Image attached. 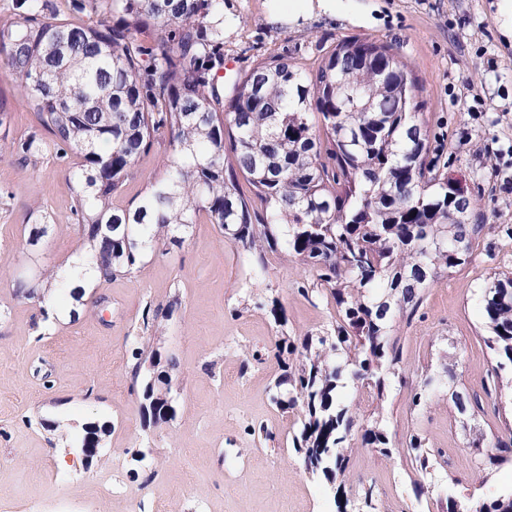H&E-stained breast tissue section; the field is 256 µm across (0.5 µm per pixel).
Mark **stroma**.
Returning a JSON list of instances; mask_svg holds the SVG:
<instances>
[{
    "label": "stroma",
    "mask_w": 512,
    "mask_h": 512,
    "mask_svg": "<svg viewBox=\"0 0 512 512\" xmlns=\"http://www.w3.org/2000/svg\"><path fill=\"white\" fill-rule=\"evenodd\" d=\"M274 0H224L225 82L262 59L281 56L314 67L344 38L394 44L422 89L420 117L429 154L441 170L466 178L483 231L470 258L425 291L412 318L395 327L402 360L384 401L346 388L341 401L358 419L382 418L397 451L368 449L349 471L374 485L377 498L359 512H442L449 496L491 499L512 487V465L478 470L466 442L483 433L512 438L502 414L512 386L493 387L496 362L480 295L488 279L512 272V0H339L335 14L314 12L295 24H273ZM0 100L8 137L26 139L33 111L12 70L0 61ZM169 151L155 140L118 197L137 202ZM68 172L51 156L36 164L0 157V512H144L136 490L148 485L167 512H337L336 486L313 479L295 452L296 411L271 401L280 374L275 340L324 335L333 301L312 302L299 288L310 269L271 256L265 271L225 241L218 225H193L181 247L143 258L127 276L94 285L98 307L45 324L34 300L16 297L13 281L28 271L26 240L40 208L51 222L37 257L67 265L80 241L71 225ZM172 304L167 319L147 325L145 308ZM282 307L275 321L272 305ZM152 345L177 362L175 417L144 427L141 388L131 376L133 348ZM438 377L423 411L409 407L425 376ZM478 397L459 415L455 393ZM111 431L92 460L75 444L81 426ZM420 434L439 460L428 494L415 498L403 447Z\"/></svg>",
    "instance_id": "obj_1"
}]
</instances>
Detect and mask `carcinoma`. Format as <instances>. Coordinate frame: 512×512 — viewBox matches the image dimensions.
<instances>
[{"label":"carcinoma","instance_id":"carcinoma-1","mask_svg":"<svg viewBox=\"0 0 512 512\" xmlns=\"http://www.w3.org/2000/svg\"><path fill=\"white\" fill-rule=\"evenodd\" d=\"M87 23L58 19L54 0H15L0 24V56L21 82L38 131L1 155L21 163L51 148L67 167L73 225L82 238L70 264L15 281L16 294L58 319L63 291L75 302L92 278L132 274L157 248L180 247L205 217L224 229L260 269L269 253L310 268L305 298L331 297L333 334H281L275 403L301 416L293 448L305 469L329 482L345 476L355 429L360 447L383 457L393 444L380 420L359 428L339 391L358 386L380 400L401 362L393 324L411 317L426 288L464 263L483 225L471 220L470 193L454 190L428 159L418 117L419 82L396 48L340 40L318 67L271 57L237 78L224 96V0H70ZM164 32L156 47L139 35ZM160 134L168 135L163 173L136 204H113ZM250 186L245 193L239 183ZM48 232L43 215L27 239L34 251ZM494 353L493 382L512 372V273H498L482 295ZM176 363L142 388L143 424L175 414ZM484 471L512 463V446L475 434L468 442ZM406 452L423 496L437 460L424 439ZM446 512H512V491Z\"/></svg>","mask_w":512,"mask_h":512}]
</instances>
